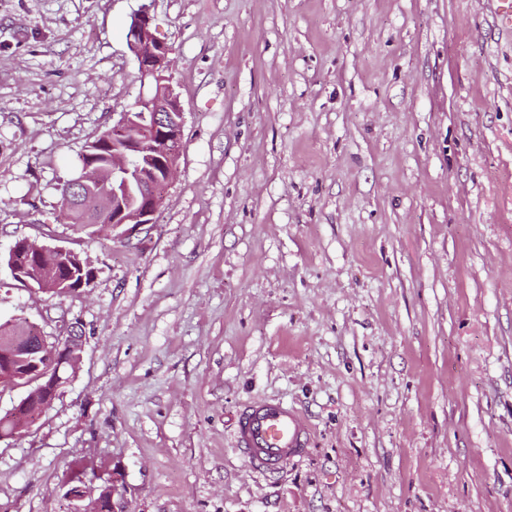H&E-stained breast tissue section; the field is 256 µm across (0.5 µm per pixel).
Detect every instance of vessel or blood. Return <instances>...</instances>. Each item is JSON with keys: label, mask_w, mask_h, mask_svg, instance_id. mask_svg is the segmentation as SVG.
I'll use <instances>...</instances> for the list:
<instances>
[{"label": "vessel or blood", "mask_w": 512, "mask_h": 512, "mask_svg": "<svg viewBox=\"0 0 512 512\" xmlns=\"http://www.w3.org/2000/svg\"><path fill=\"white\" fill-rule=\"evenodd\" d=\"M312 442L306 417L282 401L259 400L246 405L239 415L235 443L256 469L278 471L306 457Z\"/></svg>", "instance_id": "1"}]
</instances>
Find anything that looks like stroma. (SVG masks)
Masks as SVG:
<instances>
[{
	"mask_svg": "<svg viewBox=\"0 0 512 512\" xmlns=\"http://www.w3.org/2000/svg\"><path fill=\"white\" fill-rule=\"evenodd\" d=\"M150 4L184 112L155 223L62 217L84 146L139 93ZM486 0H0V321L84 336L0 512H512V32ZM95 271L19 286L15 240ZM273 398L309 457L255 471ZM306 417L280 400H259L241 411L235 443L257 470L275 472L289 461L306 457L312 447Z\"/></svg>",
	"mask_w": 512,
	"mask_h": 512,
	"instance_id": "1",
	"label": "stroma"
}]
</instances>
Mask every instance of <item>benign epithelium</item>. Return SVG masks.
I'll return each mask as SVG.
<instances>
[{
	"label": "benign epithelium",
	"instance_id": "benign-epithelium-1",
	"mask_svg": "<svg viewBox=\"0 0 512 512\" xmlns=\"http://www.w3.org/2000/svg\"><path fill=\"white\" fill-rule=\"evenodd\" d=\"M153 16L145 4L132 16L128 46L140 76L141 91L121 117L112 123L110 166L104 169L81 162V176L72 189L91 210L112 214V227L127 226L131 235L140 227L154 223L155 214L172 179L183 150V110L179 95L165 72L169 68L170 47L158 40L153 31ZM79 254L64 247L39 245L22 239L9 251L7 266L14 280L33 291L71 292L70 280L55 275L58 266L73 262ZM28 329L13 345L0 351L8 368L0 379L10 383L11 362L18 353L33 359L25 397L11 413L20 414L31 407L50 405L59 390L70 382V363L83 339L71 334L67 340H47L40 328L27 323ZM66 495L83 512L82 502L89 487L78 476L67 483Z\"/></svg>",
	"mask_w": 512,
	"mask_h": 512
}]
</instances>
